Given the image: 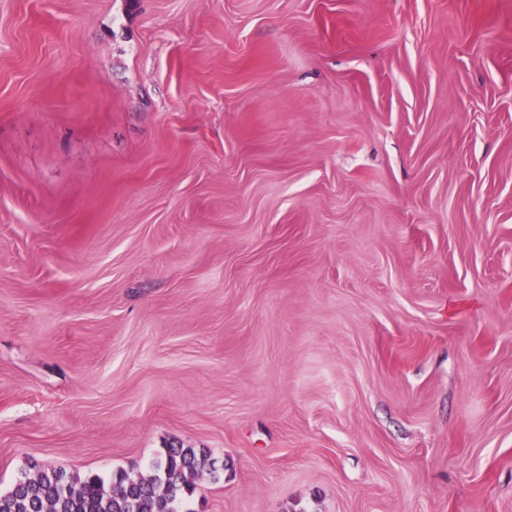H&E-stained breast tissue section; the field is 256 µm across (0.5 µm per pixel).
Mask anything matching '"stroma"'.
Instances as JSON below:
<instances>
[{
    "instance_id": "obj_1",
    "label": "stroma",
    "mask_w": 512,
    "mask_h": 512,
    "mask_svg": "<svg viewBox=\"0 0 512 512\" xmlns=\"http://www.w3.org/2000/svg\"><path fill=\"white\" fill-rule=\"evenodd\" d=\"M512 512V0H0V492ZM206 461L196 449L166 448L147 477L119 472L106 485L98 475L80 477L64 468L24 473L0 493V512H188Z\"/></svg>"
}]
</instances>
